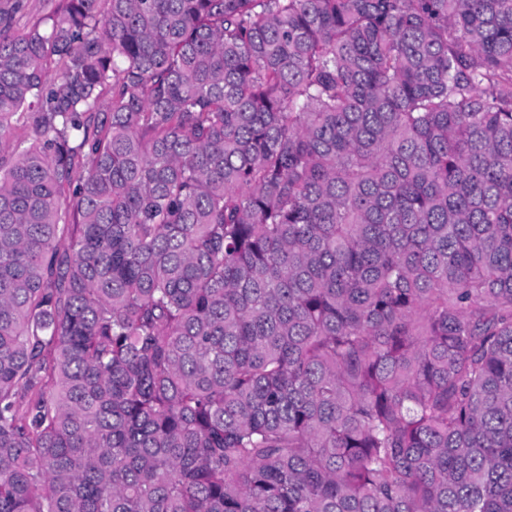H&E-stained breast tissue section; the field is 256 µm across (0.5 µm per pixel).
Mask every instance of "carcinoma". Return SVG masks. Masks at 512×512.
<instances>
[{"mask_svg":"<svg viewBox=\"0 0 512 512\" xmlns=\"http://www.w3.org/2000/svg\"><path fill=\"white\" fill-rule=\"evenodd\" d=\"M48 2L0 512H512V0Z\"/></svg>","mask_w":512,"mask_h":512,"instance_id":"carcinoma-1","label":"carcinoma"}]
</instances>
